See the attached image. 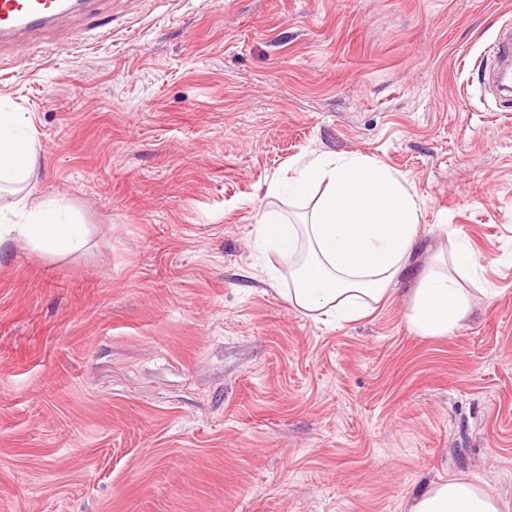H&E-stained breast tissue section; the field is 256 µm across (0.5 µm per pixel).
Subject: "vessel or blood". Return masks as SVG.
Wrapping results in <instances>:
<instances>
[{"mask_svg":"<svg viewBox=\"0 0 512 512\" xmlns=\"http://www.w3.org/2000/svg\"><path fill=\"white\" fill-rule=\"evenodd\" d=\"M77 8L76 0H0V37L15 38L53 26Z\"/></svg>","mask_w":512,"mask_h":512,"instance_id":"vessel-or-blood-1","label":"vessel or blood"}]
</instances>
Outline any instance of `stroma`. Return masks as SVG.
Segmentation results:
<instances>
[{
    "label": "stroma",
    "instance_id": "35a3bbf8",
    "mask_svg": "<svg viewBox=\"0 0 512 512\" xmlns=\"http://www.w3.org/2000/svg\"><path fill=\"white\" fill-rule=\"evenodd\" d=\"M510 25L512 0H89L1 45L82 242L0 252V512H408L459 474L512 512V102L483 55ZM318 155L416 193L417 265L464 240L450 335L410 332L408 278L351 323L288 306L257 222L308 219L282 181Z\"/></svg>",
    "mask_w": 512,
    "mask_h": 512
}]
</instances>
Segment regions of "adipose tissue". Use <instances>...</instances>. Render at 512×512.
Listing matches in <instances>:
<instances>
[{"instance_id": "ef3b65f1", "label": "adipose tissue", "mask_w": 512, "mask_h": 512, "mask_svg": "<svg viewBox=\"0 0 512 512\" xmlns=\"http://www.w3.org/2000/svg\"><path fill=\"white\" fill-rule=\"evenodd\" d=\"M21 124L20 113L0 105V192L12 196L9 207L0 209V248L21 243L50 253L68 246L75 232L52 221L39 197L36 145L18 136ZM290 188L312 196L310 222L292 224L267 210L258 222V238L266 250L288 258L298 249L306 251L289 271L292 286L284 298L292 309L318 320L355 321L410 274L415 286L407 320L413 333L444 337L469 315L473 297L462 283L474 274L475 260L453 240L427 266L414 269L420 208L388 166L362 156H322L298 167ZM409 512H502V504L458 475L432 484L412 501Z\"/></svg>"}]
</instances>
